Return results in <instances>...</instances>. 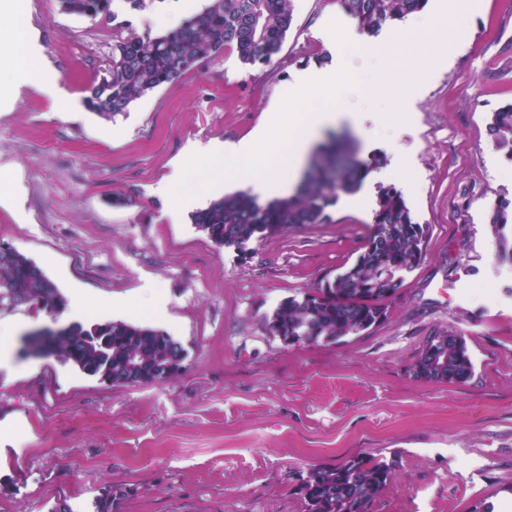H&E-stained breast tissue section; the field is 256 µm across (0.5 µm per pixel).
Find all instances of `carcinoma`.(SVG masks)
Wrapping results in <instances>:
<instances>
[{
  "mask_svg": "<svg viewBox=\"0 0 512 512\" xmlns=\"http://www.w3.org/2000/svg\"><path fill=\"white\" fill-rule=\"evenodd\" d=\"M359 28L376 34L424 8L428 0H338ZM111 0H59L61 11L92 21L117 15ZM293 22L292 0H210L182 26L161 34L139 33L128 20L112 25V60L106 75L86 89V106L108 118L127 111L148 93L175 82L184 72L226 50L246 65H267L278 55ZM493 144L512 159V104L493 113L488 124ZM380 157L366 162L326 147L308 171L309 180L292 197L267 204L244 193L214 200L192 215V223L216 246L244 249L253 240L303 224L329 221L328 208L341 193H351ZM494 257L512 266V200L498 199L489 218ZM426 233L415 223L402 196L380 190L374 229L348 267L310 291L283 300L269 318L272 335L295 344L334 343L371 329L386 315L403 274L419 265ZM38 306L61 312L66 303L56 285L32 260L0 248V308ZM445 359L425 345L413 365L421 380L464 383L473 364L462 337L447 331ZM46 354L86 376L105 375L113 385L163 382L177 372L184 349L166 332L124 321L71 323L50 340ZM394 461L353 458L330 468L308 471L298 479L304 512H371L386 486Z\"/></svg>",
  "mask_w": 512,
  "mask_h": 512,
  "instance_id": "carcinoma-1",
  "label": "carcinoma"
}]
</instances>
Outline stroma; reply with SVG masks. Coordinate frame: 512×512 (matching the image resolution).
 Returning <instances> with one entry per match:
<instances>
[{"instance_id":"35a3bbf8","label":"stroma","mask_w":512,"mask_h":512,"mask_svg":"<svg viewBox=\"0 0 512 512\" xmlns=\"http://www.w3.org/2000/svg\"><path fill=\"white\" fill-rule=\"evenodd\" d=\"M467 13L458 29L454 15ZM397 36L385 61L343 39L336 0H293V25L270 64L230 52L107 119L85 87L111 63L112 27L67 15L58 0H17L14 24L53 71V98L28 74L0 93V246L39 265L94 320L159 328L185 351L163 383L117 386L52 356L27 353L36 330L72 323L0 309L13 334L0 367V512H303L298 474L354 457L396 458L373 512H497L512 500V267L492 255L489 214L512 199V160L491 115L512 103V0H455ZM336 46L332 92L342 120L323 139L358 159L392 140L362 194H340L325 224L216 247L167 191L174 162L198 164L237 143L291 94L293 71ZM376 77L373 97L352 79ZM425 71L420 88L408 82ZM401 193L426 226L420 264L386 317L335 343L288 345L267 320L357 257L380 188ZM462 336L474 373L463 384L413 376L428 336Z\"/></svg>"}]
</instances>
